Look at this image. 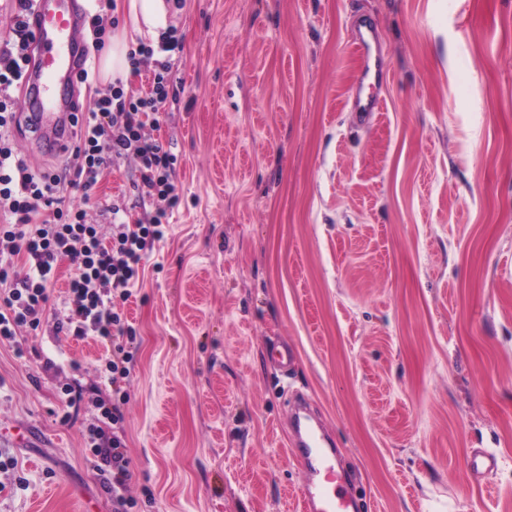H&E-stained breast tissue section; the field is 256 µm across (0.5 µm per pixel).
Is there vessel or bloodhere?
Returning <instances> with one entry per match:
<instances>
[{"mask_svg": "<svg viewBox=\"0 0 512 512\" xmlns=\"http://www.w3.org/2000/svg\"><path fill=\"white\" fill-rule=\"evenodd\" d=\"M81 22L79 0H34L29 18L37 45L36 69L28 74L30 96L26 99L27 120L35 133L51 131L48 147L52 153H64L70 140L73 101L70 88L82 61L77 31ZM376 29L371 18H363L353 41L360 57L355 84L357 94L351 99V110L357 118L370 117L378 109L376 96L362 94L367 82L381 83L380 72L372 53ZM336 442L326 435L306 412L297 405L291 429V451L299 456L308 472L300 500L301 512H358L336 470L333 449Z\"/></svg>", "mask_w": 512, "mask_h": 512, "instance_id": "obj_1", "label": "vessel or blood"}]
</instances>
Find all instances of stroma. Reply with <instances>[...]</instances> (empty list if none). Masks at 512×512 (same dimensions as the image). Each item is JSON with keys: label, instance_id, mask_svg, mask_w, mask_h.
Here are the masks:
<instances>
[{"label": "stroma", "instance_id": "obj_1", "mask_svg": "<svg viewBox=\"0 0 512 512\" xmlns=\"http://www.w3.org/2000/svg\"><path fill=\"white\" fill-rule=\"evenodd\" d=\"M365 14L387 82L361 124ZM172 24L180 199L121 307L130 378L49 320L0 343V512H113L65 382L122 401L133 512H300L297 393L363 512H512V0H182ZM137 176L62 195L105 226Z\"/></svg>", "mask_w": 512, "mask_h": 512}]
</instances>
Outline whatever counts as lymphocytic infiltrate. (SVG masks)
<instances>
[{"label": "lymphocytic infiltrate", "mask_w": 512, "mask_h": 512, "mask_svg": "<svg viewBox=\"0 0 512 512\" xmlns=\"http://www.w3.org/2000/svg\"><path fill=\"white\" fill-rule=\"evenodd\" d=\"M33 0H17L11 37L0 45V341L15 342L20 328L38 329L47 310L60 261L73 274L67 299L55 312V329L78 339L95 337L112 343L103 372L111 384L130 375V350L136 330L122 318L117 301L127 300L141 279L142 262L166 236L170 215L179 201L174 182L175 158L154 132L160 109L170 94L173 56L184 50L182 35L171 28L157 41L139 43L129 56L138 68L143 56H159L151 88L142 96L126 93L122 83L99 94L92 108L75 117L77 140L66 166L33 170L18 151L12 130L17 124L15 92L31 65L34 34L27 22ZM133 162L138 172L135 205L149 209V219L130 217L126 207L109 206L112 233L103 236L87 223L84 210L65 206L60 189L75 184L93 189L105 170ZM28 271L12 278L15 257ZM96 415L85 430L87 446L103 484L112 495L113 512H132L135 502L124 491L131 478L130 461L118 431L124 415L118 404L96 397Z\"/></svg>", "instance_id": "lymphocytic-infiltrate-1"}]
</instances>
